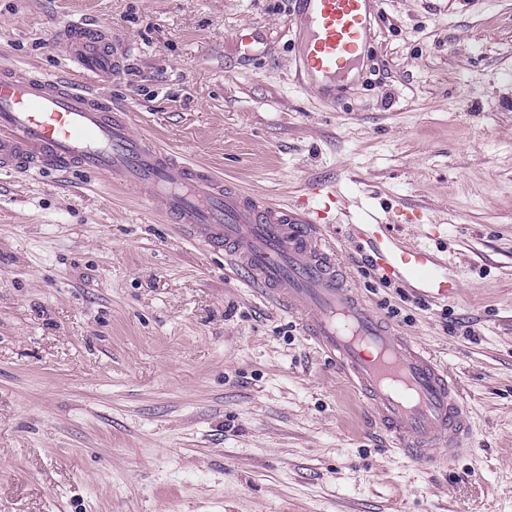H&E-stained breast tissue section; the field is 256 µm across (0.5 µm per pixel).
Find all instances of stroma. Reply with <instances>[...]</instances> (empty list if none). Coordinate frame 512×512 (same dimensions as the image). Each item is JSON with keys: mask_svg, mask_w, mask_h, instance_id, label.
<instances>
[{"mask_svg": "<svg viewBox=\"0 0 512 512\" xmlns=\"http://www.w3.org/2000/svg\"><path fill=\"white\" fill-rule=\"evenodd\" d=\"M292 7L0 0V62L75 77L57 30L103 26L124 66L98 92L136 132L281 207L335 183L355 288L458 377L468 447L441 469L387 448L298 321L160 205L0 171V512H512V0H382L333 104L295 72ZM356 224L461 290L380 282Z\"/></svg>", "mask_w": 512, "mask_h": 512, "instance_id": "stroma-1", "label": "stroma"}]
</instances>
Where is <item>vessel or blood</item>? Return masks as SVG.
I'll return each mask as SVG.
<instances>
[{
  "instance_id": "b4317fda",
  "label": "vessel or blood",
  "mask_w": 512,
  "mask_h": 512,
  "mask_svg": "<svg viewBox=\"0 0 512 512\" xmlns=\"http://www.w3.org/2000/svg\"><path fill=\"white\" fill-rule=\"evenodd\" d=\"M304 40L298 65L321 76L333 98L371 39L374 0H294ZM57 40L94 81L121 64L107 31L61 27ZM90 173L161 204L169 220L210 247L263 297L297 317L307 337L362 399L392 448L413 463L441 468L466 447L472 426L456 378L424 347L396 332L353 287L327 239L336 187L318 181L310 198L282 208L245 194L132 128L128 108L79 89L63 75L0 67V170ZM380 279L440 300L460 282L429 248L406 245L386 224H359Z\"/></svg>"
}]
</instances>
